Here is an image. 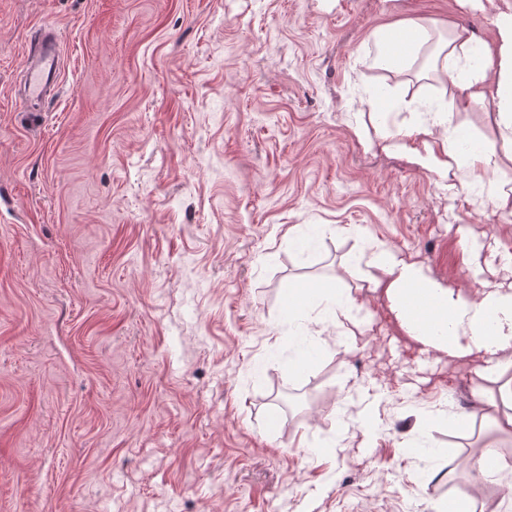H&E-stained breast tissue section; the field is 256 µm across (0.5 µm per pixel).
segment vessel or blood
Instances as JSON below:
<instances>
[{
    "label": "vessel or blood",
    "mask_w": 512,
    "mask_h": 512,
    "mask_svg": "<svg viewBox=\"0 0 512 512\" xmlns=\"http://www.w3.org/2000/svg\"><path fill=\"white\" fill-rule=\"evenodd\" d=\"M61 38L55 26L40 27L32 36L21 83L26 102H39L50 96L60 83ZM415 316L426 318L437 308V302L425 289L415 288L408 297Z\"/></svg>",
    "instance_id": "obj_1"
}]
</instances>
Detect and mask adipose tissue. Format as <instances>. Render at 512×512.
I'll list each match as a JSON object with an SVG mask.
<instances>
[{"label": "adipose tissue", "mask_w": 512, "mask_h": 512, "mask_svg": "<svg viewBox=\"0 0 512 512\" xmlns=\"http://www.w3.org/2000/svg\"><path fill=\"white\" fill-rule=\"evenodd\" d=\"M403 28L410 40L407 52L402 54L388 50L385 34L376 35L377 65L403 64L417 58L433 35L429 26L414 20L404 23ZM476 42H479L478 36L472 28L452 26L448 40L437 47L433 77L455 89L460 107L477 106L496 113L504 141L512 143V0H505L497 13L490 40L483 42L487 64L460 72L461 55ZM450 124L449 115L438 113L414 127L391 133L390 138L400 140L414 133L422 136L425 147L439 146L438 167L449 172L466 163L458 151ZM366 265L389 276L386 290L389 310L405 333L425 350L450 357L481 351L498 353L512 366V292L494 286L480 290L474 298L460 299L450 291L438 290L434 296L441 303L440 309L419 321L402 304L408 286L420 281L413 266L395 259L390 248L383 244L367 256Z\"/></svg>", "instance_id": "ef3b65f1"}]
</instances>
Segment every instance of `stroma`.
I'll return each instance as SVG.
<instances>
[{
    "label": "stroma",
    "instance_id": "stroma-1",
    "mask_svg": "<svg viewBox=\"0 0 512 512\" xmlns=\"http://www.w3.org/2000/svg\"><path fill=\"white\" fill-rule=\"evenodd\" d=\"M471 0H0V512H512V379L423 367L364 275L379 244L454 296L512 259V164L437 172L379 127L492 113L375 65L408 20L490 37ZM58 28L59 87L19 75ZM349 294L345 312L308 286ZM495 448V482L476 462ZM300 293L307 294L306 298L302 301L298 298ZM321 298V301H325L327 305L329 304H340L347 307H353L356 305V299L351 296H346L338 300L336 295H325L319 289H300L297 293L292 294L291 299L289 297V308H292L298 313L306 314V309L309 304V300L311 297Z\"/></svg>",
    "mask_w": 512,
    "mask_h": 512
}]
</instances>
